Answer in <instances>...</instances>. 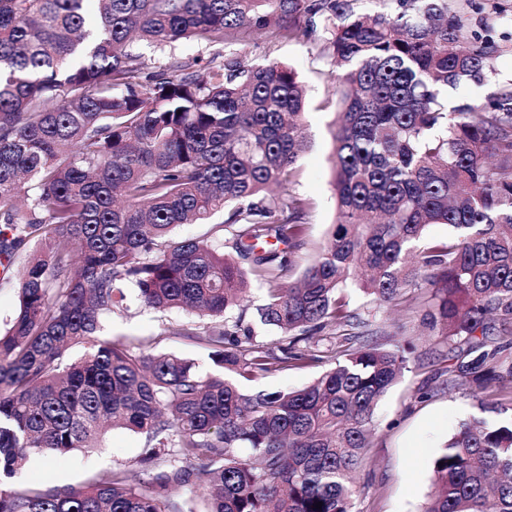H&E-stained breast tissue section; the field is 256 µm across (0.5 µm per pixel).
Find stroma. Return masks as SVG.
<instances>
[{"label":"stroma","instance_id":"1","mask_svg":"<svg viewBox=\"0 0 512 512\" xmlns=\"http://www.w3.org/2000/svg\"><path fill=\"white\" fill-rule=\"evenodd\" d=\"M462 15L467 29H488L499 50L494 72L481 84L460 83L450 89L448 98L455 103L484 99L512 80V0H448ZM317 40L270 43L254 35L239 43L210 39L182 40L159 50L141 45L150 66L199 69L208 63H222L233 54L244 62L257 64L277 58L292 64L307 90L304 118L309 148L299 161L297 180L287 192L310 203L305 222V244L299 252L300 263H307L326 242L327 232L336 221L333 173L330 162L332 138L330 124L336 110V66L324 57ZM352 310L383 326L403 344L414 347L407 356V367L397 384L379 403L375 419L378 431L367 452V462L357 477V512H419L431 486L433 461L445 442L470 417L492 418L478 400L463 388H448V346L438 342L434 332L423 323L424 308L377 305L361 291L348 289ZM126 308L105 322L103 335L119 337L148 353H174L195 362L202 373H220L210 349L193 339L178 335L187 322L186 314L159 313L143 305L136 290H128ZM144 451V439L123 428L111 429L100 448L78 449L64 457L36 455L17 475L18 485L39 488L81 486L107 477L113 470L127 467Z\"/></svg>","mask_w":512,"mask_h":512}]
</instances>
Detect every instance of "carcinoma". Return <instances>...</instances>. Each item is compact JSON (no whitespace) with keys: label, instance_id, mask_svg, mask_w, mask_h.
I'll use <instances>...</instances> for the list:
<instances>
[{"label":"carcinoma","instance_id":"carcinoma-1","mask_svg":"<svg viewBox=\"0 0 512 512\" xmlns=\"http://www.w3.org/2000/svg\"><path fill=\"white\" fill-rule=\"evenodd\" d=\"M399 3L365 14L358 0H0V279L37 243L0 333V512H354L375 409L407 357L384 328L364 331L349 280L379 305L429 290L448 388L512 406L492 389L512 378V83L448 108L440 90L487 79L497 46L465 35L448 0ZM319 29L339 69V222L290 283L309 202L272 188L297 178L309 147L296 70L230 55L151 71L133 43H282ZM220 212L213 230L231 251L174 235ZM432 224L453 233L424 244ZM251 276L267 286L259 316L282 334L276 347L241 316L220 321ZM128 284L157 311L216 319L176 335L211 349L224 375L98 337ZM319 364L330 368L302 389L238 386ZM110 426L145 436L139 475L14 487L31 455L98 448ZM191 486L205 490L201 509L179 496ZM421 512H512V417L459 425Z\"/></svg>","mask_w":512,"mask_h":512}]
</instances>
